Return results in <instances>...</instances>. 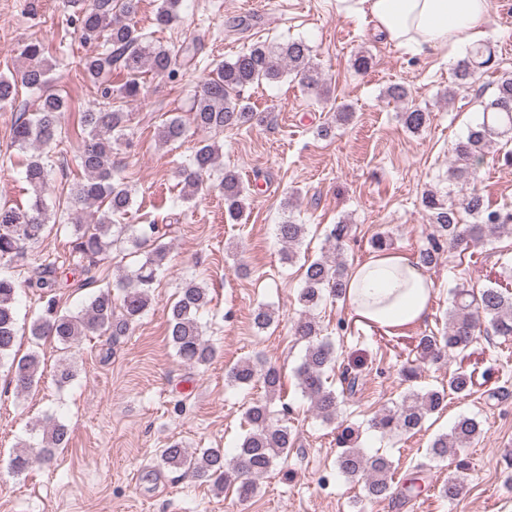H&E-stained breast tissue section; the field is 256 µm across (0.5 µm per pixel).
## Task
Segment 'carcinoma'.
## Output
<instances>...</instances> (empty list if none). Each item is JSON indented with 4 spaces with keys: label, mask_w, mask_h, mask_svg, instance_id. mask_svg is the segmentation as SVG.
Returning a JSON list of instances; mask_svg holds the SVG:
<instances>
[{
    "label": "carcinoma",
    "mask_w": 512,
    "mask_h": 512,
    "mask_svg": "<svg viewBox=\"0 0 512 512\" xmlns=\"http://www.w3.org/2000/svg\"><path fill=\"white\" fill-rule=\"evenodd\" d=\"M141 0H65L64 30L79 34L88 52L76 62L78 71L98 83L100 102L80 113L82 130L77 146L76 161L83 177L75 182L62 201L61 216L74 234L72 249L87 262L84 269L85 287L96 283L92 270L99 257L110 249L128 244L142 252L136 268L123 275L114 287L122 292V305L116 307L112 291L105 287L90 298L76 313L60 309L58 290L61 288L57 268L52 264L33 269L21 284L8 272L12 265L26 262L28 249L42 243L47 224L51 221L45 204V188L51 169L49 150L61 139L59 115L66 109L65 100L48 90L49 72L46 48L41 40L32 38L21 55L28 65L17 74L0 76V105H13L18 85L38 93V105L25 112L10 128L11 143L20 150L34 149L25 164V179L31 187V198L21 207L0 206V260L7 269L0 270V362L9 359L10 384L18 394L28 392L39 383L42 360L36 350L19 357L14 352L18 334V292L25 286L42 302V312L30 326L32 339L53 338L68 349L80 337L97 332L110 336L128 335L143 317L153 300V285L167 259L163 242L166 232L157 224L133 228L121 223L132 207V196L124 182L116 178L117 162L113 159L112 134L126 136L131 113L118 101L139 97L142 74L173 79L189 67L197 54V45L183 42L164 45L141 31L135 24ZM180 0H159L155 20L167 26L178 18ZM497 65L493 48L479 44L453 68L454 81L473 85L482 75ZM123 77L117 89L112 76ZM289 76L320 99H327L321 73L313 63V48L302 39L279 44L257 41L235 58L217 65L200 86L192 110L195 130L217 134L226 129H238L256 119V113L244 103L240 92L253 84L275 83ZM483 120L470 128L467 135L451 147L448 162V182L456 190H448L444 199L433 191L423 194L421 203L428 212L435 232L428 246L420 249L417 264L436 266L445 254L464 252L470 244L486 235L512 237V222L502 219L504 210L493 209L475 186L476 166L490 150L512 141V73L498 79L494 95L482 102ZM405 127L415 133L425 127L428 112L407 108L402 113ZM187 129L177 117L166 120L158 128L157 138L166 145L186 135ZM221 153V145L203 139L189 162L179 169L178 176L184 197L193 200L211 191L208 183ZM224 197V215L232 222L240 221L247 209L248 188L233 170L224 171L219 185ZM465 212L473 223L461 222ZM352 225L344 219L332 225L328 234L333 251L311 261L305 272L304 286L298 294L301 315L293 324V333L305 343V350L295 377L302 396L310 403V411L324 422L338 419L345 394L356 393L359 378L346 371L340 375L343 388L328 383V373L335 369L336 352L310 312L327 299L345 297L347 268L341 260V248L350 239ZM306 225L293 219L277 225L280 241L288 247L287 259L293 260L295 248L302 243ZM209 303L208 291L195 280L186 281L167 311V339L182 363L205 366L215 351L203 336L198 314ZM277 321L274 309L258 305L252 314L254 328L269 329ZM512 337V292L490 286L474 292L465 288L450 290L448 318L440 334H424L417 338L416 360L441 363L448 354L466 352L482 335ZM225 380L232 387L248 386L254 381L263 384L265 396L253 401L245 411L249 431L232 453L221 448L191 450L183 442L173 440L159 449L160 463L183 476L210 484L222 492L235 490L238 500L247 501L258 493V480L267 474L275 461L294 445L293 433L283 420L270 409L272 398L282 387L281 372L250 358L241 359L227 369ZM472 375L461 370L448 377V390H411L394 406L384 409L371 420L372 427L384 436L413 433L421 430L426 419L445 406L447 393L461 398L471 394ZM42 432L41 448L22 450L8 464L9 472L19 474L34 464H49L54 451L69 444L68 427L54 417L33 426ZM483 432L482 422L474 416L462 415L442 433L437 434L427 449L431 461H445L469 447ZM337 443L343 451L336 459L339 475L363 483V490L372 499H396L406 496L411 488L394 484L392 462L378 454H369L354 446V430L345 426L337 433ZM464 485L455 473L448 475L439 488L443 498L454 500L463 493Z\"/></svg>",
    "instance_id": "1"
}]
</instances>
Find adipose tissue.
<instances>
[{
  "instance_id": "obj_1",
  "label": "adipose tissue",
  "mask_w": 512,
  "mask_h": 512,
  "mask_svg": "<svg viewBox=\"0 0 512 512\" xmlns=\"http://www.w3.org/2000/svg\"><path fill=\"white\" fill-rule=\"evenodd\" d=\"M360 2L388 41L414 55L444 49L457 58L490 17L489 0ZM434 291L433 280L407 254L380 251L350 270L345 302L359 320L395 333L425 319Z\"/></svg>"
}]
</instances>
